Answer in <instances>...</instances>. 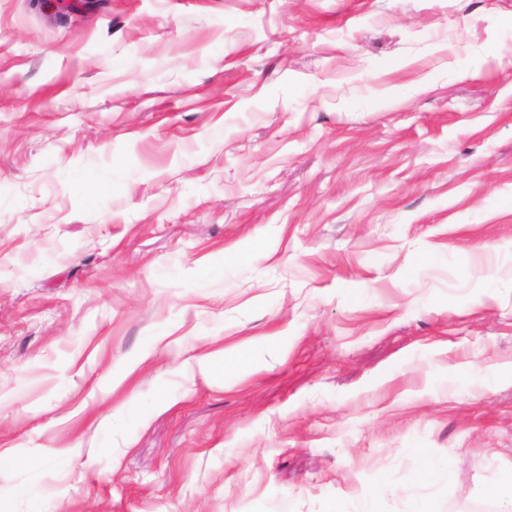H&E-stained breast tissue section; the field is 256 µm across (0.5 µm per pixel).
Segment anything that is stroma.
Listing matches in <instances>:
<instances>
[{
  "instance_id": "1",
  "label": "stroma",
  "mask_w": 512,
  "mask_h": 512,
  "mask_svg": "<svg viewBox=\"0 0 512 512\" xmlns=\"http://www.w3.org/2000/svg\"><path fill=\"white\" fill-rule=\"evenodd\" d=\"M74 2L0 0V512L481 503L512 0Z\"/></svg>"
}]
</instances>
